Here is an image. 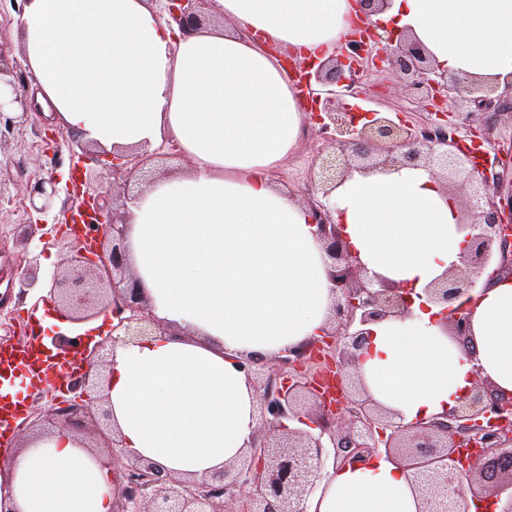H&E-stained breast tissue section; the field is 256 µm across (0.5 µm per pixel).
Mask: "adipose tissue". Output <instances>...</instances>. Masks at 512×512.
Here are the masks:
<instances>
[{
	"instance_id": "ef3b65f1",
	"label": "adipose tissue",
	"mask_w": 512,
	"mask_h": 512,
	"mask_svg": "<svg viewBox=\"0 0 512 512\" xmlns=\"http://www.w3.org/2000/svg\"><path fill=\"white\" fill-rule=\"evenodd\" d=\"M235 28L181 34L154 0H27L18 32L45 111L112 152L178 144L190 171L154 180L128 213L132 269L174 334L112 349L105 394L126 451L180 477L237 461L258 424L234 356L264 357L316 336L334 297L309 211L268 174L294 150L300 90L270 46L323 61L354 0H215ZM373 23L412 29L448 71L512 83V0H389ZM370 274L414 292L460 264L457 199L423 169L353 172L330 201ZM459 304L471 337L437 305L373 324L359 371L367 396L409 423L459 406L481 379L512 394V274ZM15 512H113L109 469L70 431L31 439L10 466ZM401 465L328 472L306 512H419Z\"/></svg>"
}]
</instances>
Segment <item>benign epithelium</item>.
Segmentation results:
<instances>
[{"label":"benign epithelium","mask_w":512,"mask_h":512,"mask_svg":"<svg viewBox=\"0 0 512 512\" xmlns=\"http://www.w3.org/2000/svg\"><path fill=\"white\" fill-rule=\"evenodd\" d=\"M167 22L189 32L205 24V6L212 0H154ZM406 78L409 91L428 101L460 100L470 111L465 119L486 112L512 110L509 101L495 95L487 80H465L435 63L432 54L412 34L402 32L380 48L375 31L366 26L333 49L314 66L288 61V75L314 106L318 133L334 151L318 155L311 184L322 199L307 203L315 234L331 260L329 282L335 303L320 337L291 347L267 365L268 374L255 377L254 359L239 360L255 389H263L257 407L259 427L241 465H229L202 479L180 480L157 464L129 455L119 447L112 412L102 395L112 350L97 346L83 358L82 372L71 389L73 399H55L44 421L79 432L93 426L108 449V464L121 499L119 512H304L327 465L353 467L385 457L410 472L422 493L421 512H466L467 498L489 499L500 512H512V397L498 393L480 380L462 404L433 418L403 424L366 397L356 371L358 352L371 335L368 325L407 313L409 298L402 288L367 276L358 256L349 248L342 225L325 203L336 187L355 171H393L422 168L444 184L467 190L469 209L460 224L471 229L461 264L427 288L428 301L444 306L451 336L465 341L470 313L452 302L475 288L491 266L500 273L512 268V178L490 172L477 148L456 135L455 123H429L414 128L383 112L366 113L357 127L360 68L371 62ZM17 62L0 54V83L9 85L21 112L4 116L0 103V146L7 135L26 125L32 103L16 86ZM143 157L112 153V179L126 182ZM54 177L30 187L32 209L45 214L57 196ZM91 174L82 170L67 185L68 195L82 198L77 210L63 213L64 223L82 224L87 244L79 248L70 267L52 276L50 295L73 322L112 313V342L137 344L167 333L170 328L153 314L140 280L131 272L126 246L125 219L109 215L106 196L90 193ZM311 419L317 435L290 426ZM475 452L461 462L459 448Z\"/></svg>","instance_id":"7a95c632"}]
</instances>
